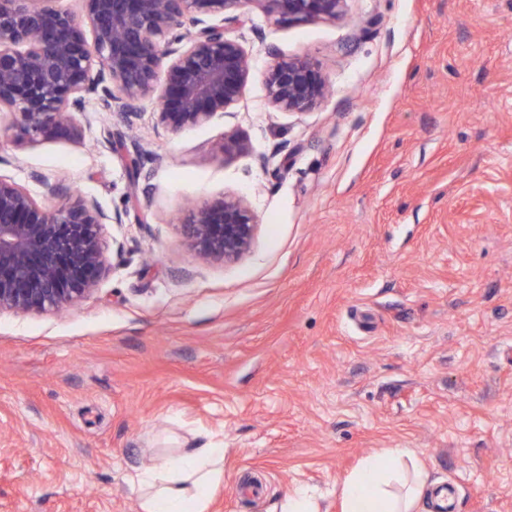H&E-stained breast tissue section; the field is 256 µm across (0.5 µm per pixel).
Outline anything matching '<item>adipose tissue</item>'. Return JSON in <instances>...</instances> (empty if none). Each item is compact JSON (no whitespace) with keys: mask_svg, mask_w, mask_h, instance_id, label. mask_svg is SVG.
Wrapping results in <instances>:
<instances>
[{"mask_svg":"<svg viewBox=\"0 0 512 512\" xmlns=\"http://www.w3.org/2000/svg\"><path fill=\"white\" fill-rule=\"evenodd\" d=\"M224 476V451L201 447L159 456L131 476L141 512H208ZM430 490L428 475L406 448L363 459L340 483L341 512H417Z\"/></svg>","mask_w":512,"mask_h":512,"instance_id":"ef3b65f1","label":"adipose tissue"}]
</instances>
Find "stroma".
I'll use <instances>...</instances> for the list:
<instances>
[{"label":"stroma","instance_id":"obj_1","mask_svg":"<svg viewBox=\"0 0 512 512\" xmlns=\"http://www.w3.org/2000/svg\"><path fill=\"white\" fill-rule=\"evenodd\" d=\"M254 75L173 133L142 104L141 176L96 100L81 138L0 132V175L95 198L109 271L58 312L0 314V512H140L129 479L167 441L224 450L209 512H277L367 455L412 450L452 512H512V0H346L333 19L252 9ZM273 47L331 86L273 109ZM235 130L247 152L225 159ZM243 195L240 262H198L185 207Z\"/></svg>","mask_w":512,"mask_h":512}]
</instances>
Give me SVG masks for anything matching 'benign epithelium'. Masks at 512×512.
Instances as JSON below:
<instances>
[{
	"label": "benign epithelium",
	"mask_w": 512,
	"mask_h": 512,
	"mask_svg": "<svg viewBox=\"0 0 512 512\" xmlns=\"http://www.w3.org/2000/svg\"><path fill=\"white\" fill-rule=\"evenodd\" d=\"M82 2L77 15L55 0H0V110L32 140L77 133L75 114L92 96L120 127H133L149 97L172 132L206 124L237 104L252 76L251 54L231 35L250 21L251 4L268 17L312 21L336 18L345 0ZM266 54L272 108L300 114L326 98L310 58ZM247 149L236 131L219 146L226 160ZM110 222L121 214L70 188L46 182L40 202L0 176V313L55 312L91 295L107 270ZM258 227L246 199L224 192L189 207L181 232L199 260L234 263Z\"/></svg>",
	"instance_id": "1"
}]
</instances>
